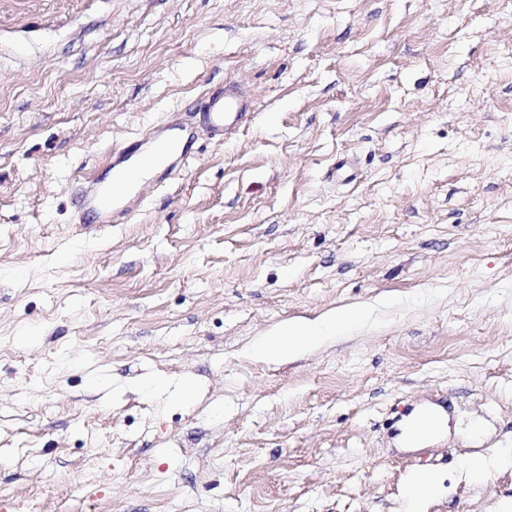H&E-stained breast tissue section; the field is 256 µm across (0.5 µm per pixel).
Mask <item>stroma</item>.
I'll list each match as a JSON object with an SVG mask.
<instances>
[{"label": "stroma", "mask_w": 512, "mask_h": 512, "mask_svg": "<svg viewBox=\"0 0 512 512\" xmlns=\"http://www.w3.org/2000/svg\"><path fill=\"white\" fill-rule=\"evenodd\" d=\"M230 81L246 126L77 223ZM434 401L448 433L399 449ZM506 451L512 0H0V512H411L416 473L424 512H512L511 463L466 471ZM176 129L184 131L183 126L171 125L169 122L146 130L137 141L112 154V170L132 158L144 145H153L157 152H168L180 139L179 135L172 132ZM123 188L86 191L82 195L80 210L84 216L104 218L101 224H123L130 210L122 203ZM338 318L324 317L315 321H291L280 325L271 334L259 337L253 350L261 357L290 359L315 348L334 335Z\"/></svg>", "instance_id": "1"}]
</instances>
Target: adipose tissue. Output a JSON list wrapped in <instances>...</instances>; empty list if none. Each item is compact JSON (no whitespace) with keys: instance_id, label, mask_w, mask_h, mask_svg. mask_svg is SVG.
Returning a JSON list of instances; mask_svg holds the SVG:
<instances>
[{"instance_id":"1","label":"adipose tissue","mask_w":512,"mask_h":512,"mask_svg":"<svg viewBox=\"0 0 512 512\" xmlns=\"http://www.w3.org/2000/svg\"><path fill=\"white\" fill-rule=\"evenodd\" d=\"M338 318L324 317L315 321H291L280 325L271 334L259 337L253 350L266 358L290 359L301 352L317 347L334 335ZM443 410L426 405L415 410L401 429V440L407 447L422 446L444 435Z\"/></svg>"}]
</instances>
